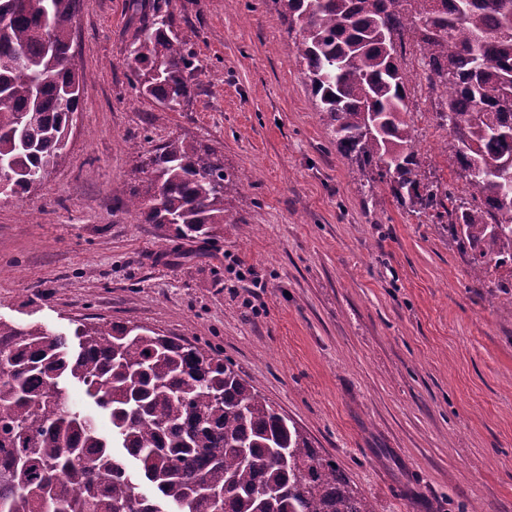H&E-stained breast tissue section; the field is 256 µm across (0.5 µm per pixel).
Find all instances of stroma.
Masks as SVG:
<instances>
[{
	"instance_id": "stroma-1",
	"label": "stroma",
	"mask_w": 512,
	"mask_h": 512,
	"mask_svg": "<svg viewBox=\"0 0 512 512\" xmlns=\"http://www.w3.org/2000/svg\"><path fill=\"white\" fill-rule=\"evenodd\" d=\"M168 9L198 64L178 112L130 87L127 0H87L63 157L0 195V321L69 338L139 324L219 353L376 512H512V306L473 282L440 225L387 190L366 203L274 0ZM402 66L416 148L462 188L417 46ZM173 137L219 148L238 180V221L213 237L126 208L142 160Z\"/></svg>"
}]
</instances>
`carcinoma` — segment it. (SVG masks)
I'll list each match as a JSON object with an SVG mask.
<instances>
[{
    "mask_svg": "<svg viewBox=\"0 0 512 512\" xmlns=\"http://www.w3.org/2000/svg\"><path fill=\"white\" fill-rule=\"evenodd\" d=\"M80 0H0V166L28 191L62 157L80 82ZM331 141L409 211L448 226L471 278L512 274V0H274ZM131 87L176 112L197 70L166 0H131ZM419 47L457 194L415 150L401 65ZM127 209L182 238L240 224L218 148L172 138L143 161ZM66 338L0 321V512H375L346 474L218 354L141 325L98 323ZM81 383L112 435L73 406Z\"/></svg>",
    "mask_w": 512,
    "mask_h": 512,
    "instance_id": "carcinoma-1",
    "label": "carcinoma"
}]
</instances>
